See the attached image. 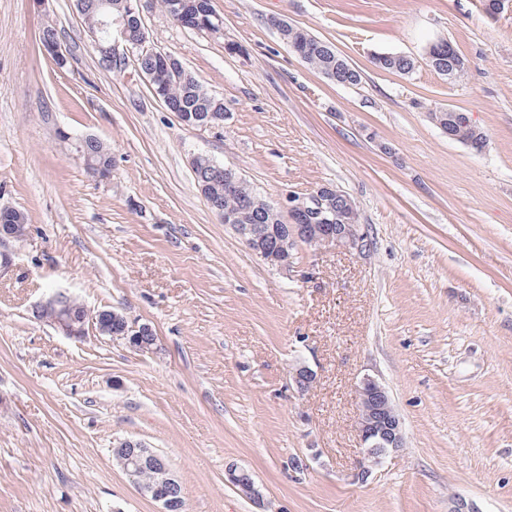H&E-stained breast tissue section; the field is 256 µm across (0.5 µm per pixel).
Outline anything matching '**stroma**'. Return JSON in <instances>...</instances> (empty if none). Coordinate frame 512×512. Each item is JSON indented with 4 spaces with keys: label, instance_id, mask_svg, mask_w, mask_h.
Listing matches in <instances>:
<instances>
[{
    "label": "stroma",
    "instance_id": "stroma-1",
    "mask_svg": "<svg viewBox=\"0 0 512 512\" xmlns=\"http://www.w3.org/2000/svg\"><path fill=\"white\" fill-rule=\"evenodd\" d=\"M212 4L215 33L143 19L149 45L223 101V126L202 128L134 67L102 68L73 0H0V207L28 217L0 243V512H162L116 462L125 439L167 459L185 512H512V5ZM274 18L332 43L360 84L305 63ZM48 21L65 67L40 49ZM442 40L468 61L454 82L426 61ZM383 53L415 67L379 69ZM439 106L468 114L482 152L431 120ZM86 134L111 148V181L78 157ZM196 155L283 213L288 197L342 190L366 248L299 242L289 270L271 267L210 208ZM58 289L149 324L156 349L59 334L34 315ZM367 378L403 446L361 482ZM228 479L242 495L253 500L260 508L264 507L263 495L247 472L229 468Z\"/></svg>",
    "mask_w": 512,
    "mask_h": 512
}]
</instances>
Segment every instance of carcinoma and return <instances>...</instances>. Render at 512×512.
<instances>
[{"label": "carcinoma", "mask_w": 512, "mask_h": 512, "mask_svg": "<svg viewBox=\"0 0 512 512\" xmlns=\"http://www.w3.org/2000/svg\"><path fill=\"white\" fill-rule=\"evenodd\" d=\"M121 0H76V9L82 16L85 28H94L106 15H120ZM197 7L190 25L202 31L217 17L211 0H196ZM280 38L288 45L298 46L303 60L324 75L343 84L356 86L361 82L360 72L346 58L339 54L330 43L283 20L271 19ZM427 62L438 74L449 81L460 79L466 70V61L454 49L452 43L441 41L433 44L427 52ZM376 67L398 73H408L414 62L401 55L379 54L373 58ZM142 72L148 74L151 88L158 92L166 108L179 115L187 112H224V103L206 92L198 81L183 68L181 62L170 55L166 59L147 58L137 62ZM432 120L443 123L450 129L455 140L474 152H481L486 146L484 133L457 114L454 109L440 107L430 111ZM83 161L89 172L112 170V154L101 141H88L84 147ZM197 183L212 209H223L240 214L241 223L251 224L264 235V244L276 250L280 235L278 230H288L281 220L280 212L256 196L246 182L236 184L233 191L225 190L226 182L236 173L216 164L206 156H199L192 163ZM336 198L343 216L342 223H358V209L353 199L341 190ZM27 218L24 213L4 208L0 210V228L15 238H22L26 232Z\"/></svg>", "instance_id": "carcinoma-1"}]
</instances>
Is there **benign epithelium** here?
I'll return each instance as SVG.
<instances>
[{"mask_svg": "<svg viewBox=\"0 0 512 512\" xmlns=\"http://www.w3.org/2000/svg\"><path fill=\"white\" fill-rule=\"evenodd\" d=\"M124 6L125 11L120 16L105 22L109 32L107 40L110 51L109 60L112 61V70L116 72L123 71V63L128 61L130 51L138 57L145 54L163 55V52L146 46L145 35L140 31H134L129 24L131 17L141 16L149 8V0H124ZM338 216L339 211L335 202L318 190L307 198H292L289 201L290 221L320 224L327 229L321 241L322 246L362 248L365 236L360 230V225L340 224ZM221 217L224 223L235 229L249 250L273 266L284 270L290 268L292 239L283 238L279 252L270 254L251 236L249 228L238 223L236 213L228 211L221 214ZM54 327L74 340H81L87 335L85 326L75 325V321L66 313L60 314ZM124 331V339L131 348L142 352L153 349L155 339L144 341V335L151 333L149 327H133L126 323ZM359 403V433L365 451L363 458L357 463L355 477L363 481L371 474L372 468L378 465L382 456L402 447L403 435L400 418L390 408L387 391L377 381L372 379L364 381L359 390ZM115 456L123 471L131 477L147 465L152 467L159 479L153 486H142L140 490L154 501L161 503L163 512H177L181 500V486L171 475L168 463L162 456L135 440L120 442L115 448ZM228 479L242 495L253 500L259 507H264L263 495L247 472L231 468L228 470Z\"/></svg>", "mask_w": 512, "mask_h": 512, "instance_id": "obj_1", "label": "benign epithelium"}]
</instances>
